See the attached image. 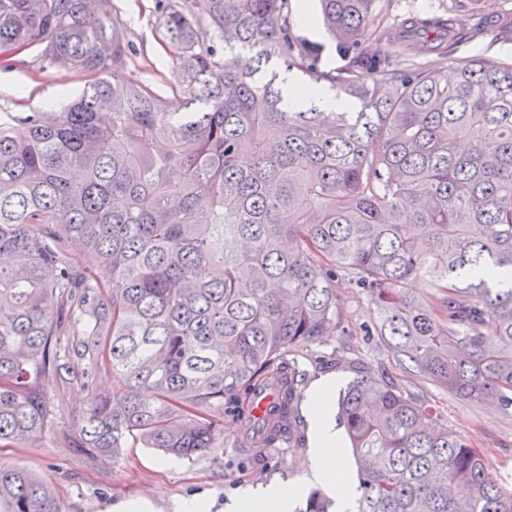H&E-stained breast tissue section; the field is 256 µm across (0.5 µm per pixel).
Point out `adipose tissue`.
Returning a JSON list of instances; mask_svg holds the SVG:
<instances>
[{
    "instance_id": "ef3b65f1",
    "label": "adipose tissue",
    "mask_w": 512,
    "mask_h": 512,
    "mask_svg": "<svg viewBox=\"0 0 512 512\" xmlns=\"http://www.w3.org/2000/svg\"><path fill=\"white\" fill-rule=\"evenodd\" d=\"M336 382L320 380L312 389L308 400V413L313 438V473L332 489L338 503L347 504L355 495V486L349 478L339 474L341 452L331 399ZM301 494L297 484L277 483L261 493L243 494L233 506V512H292Z\"/></svg>"
}]
</instances>
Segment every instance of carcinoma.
Returning <instances> with one entry per match:
<instances>
[{"mask_svg": "<svg viewBox=\"0 0 512 512\" xmlns=\"http://www.w3.org/2000/svg\"><path fill=\"white\" fill-rule=\"evenodd\" d=\"M386 2L321 0L344 58L330 72L293 36L289 0H164L174 112L149 83L107 79L133 54L112 0H0L1 61L32 49L87 78L66 106L0 113L1 444L61 415L90 462L120 460L130 437L194 460L278 378L263 447L294 448L298 358L343 333L339 279L397 357L512 409V62L452 51L455 17L481 12L486 32L492 0H448V16L398 29ZM407 45L451 60L453 79L396 71ZM293 71L348 108L289 109ZM414 278L436 293H410ZM355 371L337 399L353 512H512V487L434 405ZM60 382L83 404L54 403ZM331 508L313 491L304 512ZM0 512L65 509L50 482L1 462Z\"/></svg>", "mask_w": 512, "mask_h": 512, "instance_id": "carcinoma-1", "label": "carcinoma"}]
</instances>
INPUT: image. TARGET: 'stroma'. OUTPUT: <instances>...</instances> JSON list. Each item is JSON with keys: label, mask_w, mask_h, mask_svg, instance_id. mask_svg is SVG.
Returning a JSON list of instances; mask_svg holds the SVG:
<instances>
[{"label": "stroma", "mask_w": 512, "mask_h": 512, "mask_svg": "<svg viewBox=\"0 0 512 512\" xmlns=\"http://www.w3.org/2000/svg\"><path fill=\"white\" fill-rule=\"evenodd\" d=\"M113 4L136 55L126 67L111 73V81L142 78L152 81L162 94H169L167 81L176 48L155 34L156 0H113ZM304 7L311 15L320 13L319 0H290L296 35L322 45L324 69L340 66L342 60L323 27L311 29L300 22ZM85 82L82 73L42 65L35 61L32 51L26 50L15 55L12 66L0 64V109L35 112L48 103L61 106L79 94ZM336 293L347 315L345 331L318 348L319 354L333 356L336 364L322 370L312 359H300L299 367L309 381L330 376L342 388L355 376L353 363H364L375 376L385 377L407 393L436 405L449 427L483 454L493 475L512 486V414L467 402L437 386L411 363L395 357L378 337L365 335L362 326L369 323L372 315L365 294L342 281L337 282ZM68 430L67 423L57 418L33 439L0 445V461L22 466L55 484L66 512H107L112 503L136 497L154 501L157 512H173L176 501L196 495L209 496L214 502L212 512H223L225 504L246 488L259 492L268 484L288 482L306 490L318 484L306 466L311 447L242 453L232 445L240 433V424L230 415L224 418V447L194 461L178 460L169 468L162 466L157 451L132 439L127 442L122 460L89 464L72 448Z\"/></svg>", "instance_id": "obj_1"}]
</instances>
